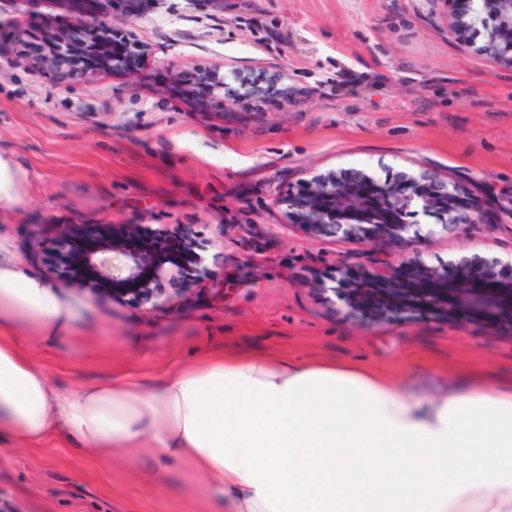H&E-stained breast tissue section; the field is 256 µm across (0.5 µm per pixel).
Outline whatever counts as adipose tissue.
<instances>
[{"instance_id": "adipose-tissue-1", "label": "adipose tissue", "mask_w": 512, "mask_h": 512, "mask_svg": "<svg viewBox=\"0 0 512 512\" xmlns=\"http://www.w3.org/2000/svg\"><path fill=\"white\" fill-rule=\"evenodd\" d=\"M27 187L0 151V229ZM99 324L0 239V445L144 453L152 478L178 475L224 512H512V377L468 365L419 399L380 366L215 346L154 378L67 387L22 342Z\"/></svg>"}]
</instances>
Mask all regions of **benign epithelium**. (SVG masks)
<instances>
[{
  "mask_svg": "<svg viewBox=\"0 0 512 512\" xmlns=\"http://www.w3.org/2000/svg\"><path fill=\"white\" fill-rule=\"evenodd\" d=\"M467 12L461 21L473 27L481 24L486 32V52L512 65V0H496V14L488 23L481 17L484 0H466ZM112 21L105 15L90 13L73 39L100 55L114 72L134 76L139 71L128 65L126 53L109 48L107 36L113 34ZM73 67L65 41L48 46L36 62L40 71L66 75ZM202 77L212 84L214 103L224 100V77L218 70H206ZM308 195L295 200L293 194L280 198L287 204L286 220L316 242L324 237L353 240L357 251L336 261L335 283L327 288L323 279L314 282L320 291H333L344 299L342 279L352 268L362 271L368 281L365 307H392L398 312L420 309L429 314H452L464 303L467 311L488 320L512 324V280L499 282L491 275L493 265L475 266L465 261L456 264V274L448 268L420 263L403 273L393 263L392 243L404 233L416 242L448 234L464 224L502 226L498 211L481 198L476 181L443 174L431 167L416 173L394 172L380 181L359 170L349 181L336 175L316 176L308 181ZM440 215L441 224H407L405 215ZM186 244L178 229L151 228L146 224H56L47 229L36 225L30 248L38 259L75 292L90 291L103 301H131L141 306L162 308L186 303L197 293L198 280L184 275L177 262ZM183 278V288L171 298L157 288L166 276Z\"/></svg>",
  "mask_w": 512,
  "mask_h": 512,
  "instance_id": "7a95c632",
  "label": "benign epithelium"
}]
</instances>
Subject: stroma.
<instances>
[{
	"label": "stroma",
	"mask_w": 512,
	"mask_h": 512,
	"mask_svg": "<svg viewBox=\"0 0 512 512\" xmlns=\"http://www.w3.org/2000/svg\"><path fill=\"white\" fill-rule=\"evenodd\" d=\"M122 33L142 41V76L103 68L67 78L36 72L13 42L0 45V150L30 170L8 242L32 267L36 224H166L188 230L200 290L153 309L101 300L95 338L35 346L53 380L73 386L112 372L153 373L228 345L253 351L353 357L394 369L421 398L447 391L465 364L512 374V328L469 314H354L314 289L353 251L313 242L282 224L275 195L302 176L426 165L481 181L512 209V66L453 30L445 0H161L137 12L98 0ZM72 0H0V32L39 15L76 28ZM285 74L287 95L262 112L172 97L187 72L222 66ZM362 85L341 95L346 73ZM249 275H240L241 258ZM512 261V234L483 225L419 246L401 267L462 259ZM223 277H216V270ZM148 461L120 452L99 461L59 446H0V500L14 512H216L205 494L149 483Z\"/></svg>",
	"instance_id": "35a3bbf8"
}]
</instances>
